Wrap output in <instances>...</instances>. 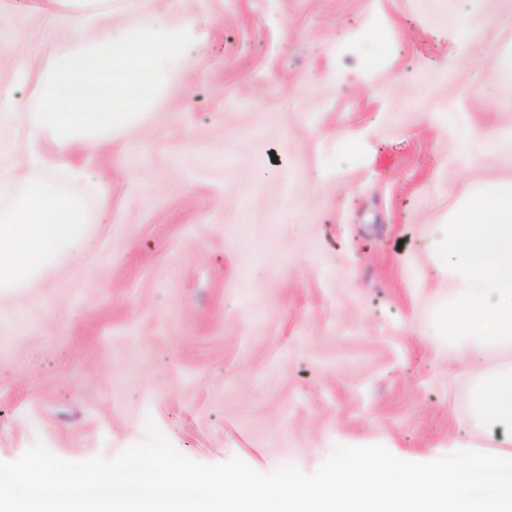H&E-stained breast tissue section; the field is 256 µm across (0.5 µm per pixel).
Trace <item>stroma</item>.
Returning <instances> with one entry per match:
<instances>
[{
    "label": "stroma",
    "instance_id": "obj_1",
    "mask_svg": "<svg viewBox=\"0 0 512 512\" xmlns=\"http://www.w3.org/2000/svg\"><path fill=\"white\" fill-rule=\"evenodd\" d=\"M34 5L0 0V83L23 99L69 22ZM107 7L194 19L197 64L93 159L84 251L0 301V461L110 459L149 416L188 458L263 473L339 445L494 452L472 386L512 351L449 367L431 323L443 224L512 181V0Z\"/></svg>",
    "mask_w": 512,
    "mask_h": 512
}]
</instances>
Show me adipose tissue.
I'll return each mask as SVG.
<instances>
[{
	"label": "adipose tissue",
	"instance_id": "adipose-tissue-1",
	"mask_svg": "<svg viewBox=\"0 0 512 512\" xmlns=\"http://www.w3.org/2000/svg\"><path fill=\"white\" fill-rule=\"evenodd\" d=\"M195 38L188 23H103L91 33L78 21L40 74L35 101L0 88V128L25 131L19 147L0 138L13 157L0 168V298L34 287L61 255L81 249L90 156L134 123L171 71L194 67L185 45Z\"/></svg>",
	"mask_w": 512,
	"mask_h": 512
}]
</instances>
